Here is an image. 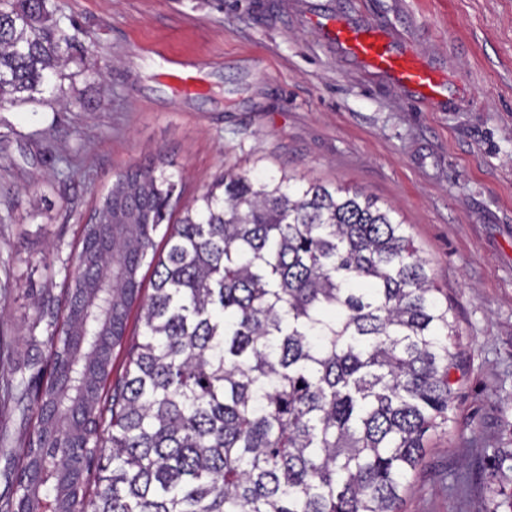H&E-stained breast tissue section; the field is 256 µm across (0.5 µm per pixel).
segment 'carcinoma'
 Returning a JSON list of instances; mask_svg holds the SVG:
<instances>
[{
	"label": "carcinoma",
	"instance_id": "cac0c4a2",
	"mask_svg": "<svg viewBox=\"0 0 512 512\" xmlns=\"http://www.w3.org/2000/svg\"><path fill=\"white\" fill-rule=\"evenodd\" d=\"M47 2L0 0V108L70 60ZM175 189L136 165L83 225L0 512H401L428 435L452 421L458 357L405 222L359 190L226 170L172 224ZM135 304L144 331L107 419ZM25 387L10 372L0 401Z\"/></svg>",
	"mask_w": 512,
	"mask_h": 512
}]
</instances>
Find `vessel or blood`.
<instances>
[{
    "label": "vessel or blood",
    "mask_w": 512,
    "mask_h": 512,
    "mask_svg": "<svg viewBox=\"0 0 512 512\" xmlns=\"http://www.w3.org/2000/svg\"><path fill=\"white\" fill-rule=\"evenodd\" d=\"M323 29L347 54L387 77L397 89L409 94L411 100L426 102L439 94L442 84L435 79L431 65L395 46L378 28L329 20Z\"/></svg>",
    "instance_id": "1"
}]
</instances>
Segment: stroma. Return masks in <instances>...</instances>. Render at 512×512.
Here are the masks:
<instances>
[{"mask_svg":"<svg viewBox=\"0 0 512 512\" xmlns=\"http://www.w3.org/2000/svg\"><path fill=\"white\" fill-rule=\"evenodd\" d=\"M72 60L0 108V363L37 361L116 176L159 155L183 200L224 169H292L396 207L461 335L454 423L402 512H512V0H49ZM329 15L436 65L415 103L325 39ZM187 72L191 90L171 72Z\"/></svg>","mask_w":512,"mask_h":512,"instance_id":"1","label":"stroma"}]
</instances>
